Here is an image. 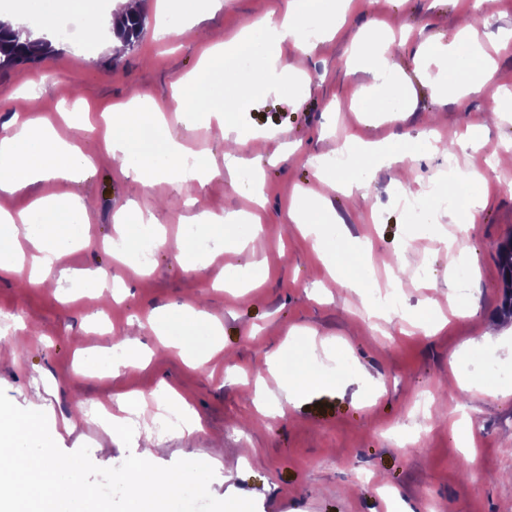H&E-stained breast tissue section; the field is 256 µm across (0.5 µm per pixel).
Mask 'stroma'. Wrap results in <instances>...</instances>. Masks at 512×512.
Returning a JSON list of instances; mask_svg holds the SVG:
<instances>
[{"label":"stroma","mask_w":512,"mask_h":512,"mask_svg":"<svg viewBox=\"0 0 512 512\" xmlns=\"http://www.w3.org/2000/svg\"><path fill=\"white\" fill-rule=\"evenodd\" d=\"M361 2L305 58L309 83L270 93L238 76L233 85L216 86L219 95L248 93L251 106L238 115L237 125L275 131L276 149H242L239 164L227 168L224 132L210 124L209 140L197 143L201 127L190 113L167 130L153 131L151 144L137 143V151H160L172 137L205 151L213 176L194 198L165 181L143 190L99 159L102 116L135 94L168 96L206 46L233 38L245 23L277 16L281 0H223L219 9L212 0H175L167 10L160 0H144V39L115 67L106 37L88 44L83 31L64 37L54 23L48 31L57 39L55 52L0 77V124L25 111V93H34L41 114L53 118L57 133L68 140L72 130L63 114L72 103H85L95 122L80 145L96 158L93 169L73 180L51 187L37 182L0 195V206L12 211L50 189L93 204L82 243L63 262L69 279L53 274L42 287L23 288L14 275L0 273V313L35 329L7 341L20 356H0V388L21 408L40 404L48 422L58 423L98 404L116 407L127 394L151 396L167 384L190 396L204 430L183 439L163 435L152 463L209 462L215 471L212 495L253 499L256 512H391L387 489L413 512H512V316L502 310L506 288L498 257L500 243L512 235V163L489 172L472 225L465 222L469 187L453 185L459 203L438 213L436 224H417L393 197L394 171L368 157L358 160L369 181L365 192L325 194L326 208L336 217L323 228L327 237H337L343 224L374 254H399L404 278L394 315L371 316L367 286L349 288L333 277L311 239L289 220L300 204L295 189L322 192L312 160L335 153L350 135L402 151L401 134L435 131L449 149L416 162L408 189L417 193L441 176L449 152H456L460 169H473L512 142V111L492 112L487 97L462 104L436 98L423 77V61L415 57L422 41L448 43L467 25L463 0ZM491 11L482 38L495 59L488 93L512 89V0H493ZM173 21L185 35L159 36L158 24ZM365 36L400 41L393 55L397 81L377 96L360 94L371 75L351 53L354 40ZM471 127L483 130V142L460 149ZM280 149L288 151V161L278 159ZM253 175L263 184L259 205L245 193ZM129 206L154 211L168 240L166 248L152 250L144 276L118 268L113 259L115 215ZM203 212L219 224H225V214L247 212L262 230L226 225L224 241L208 240L201 251L186 230ZM456 235L480 256L463 285L448 264V240ZM220 254L233 257V264L218 266ZM184 255L196 259L194 272L183 270ZM256 263L266 268L265 282L242 287ZM101 269L121 275L113 295L88 286L87 276ZM193 303L208 311V319L189 329L166 323L169 336L184 343L162 351L149 312ZM130 337L138 338L147 362L109 372L113 349ZM272 351L281 359L274 372L265 367ZM207 352L212 358L206 369L186 361ZM297 361L324 372L326 384L285 406L283 415L264 417L253 405L254 385L276 390L278 378ZM490 366L499 370L491 380L485 375ZM460 414L471 423L467 446L452 432ZM56 443L66 452L88 446L100 467L128 454L96 421L61 433Z\"/></svg>","instance_id":"obj_1"}]
</instances>
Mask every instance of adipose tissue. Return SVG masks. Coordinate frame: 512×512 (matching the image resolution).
<instances>
[{
  "label": "adipose tissue",
  "instance_id": "1",
  "mask_svg": "<svg viewBox=\"0 0 512 512\" xmlns=\"http://www.w3.org/2000/svg\"><path fill=\"white\" fill-rule=\"evenodd\" d=\"M307 7V0H285L282 16L266 20L264 33L269 52L254 60L253 84L272 90L284 83L287 74L280 67L283 47H290L300 55L307 54L308 43L300 34L301 18ZM251 42V35L244 32L234 40L209 48L197 70L171 98L146 100L134 95L113 107L105 138L106 152L120 163L125 176L145 188L153 187L163 178L188 189L203 187L212 172L201 155L191 154L181 143L168 141L164 159L160 162L153 155L134 153L132 145L144 127L164 126L170 112L179 113L190 108L222 125L230 122L235 113L247 110L250 106L248 97L231 96L218 103L214 100V89L216 80L224 74L225 59L249 48ZM424 53L431 63L424 78L435 94L448 93L462 101L483 93L485 84L481 81L446 84V77L458 74L462 66V54L455 44L428 46ZM92 165L91 158L77 142L61 139L45 118L35 117L0 128L2 194H15L35 182L68 181L76 172L90 169ZM321 202L318 196L305 199L291 220L303 225L323 261L336 270L344 284L357 287L362 272L374 263L373 252L365 247L353 250L345 244L334 245L326 241L311 217ZM87 211L86 203L80 199L54 194L35 199L28 209L17 213L0 208V270L16 275L29 287L44 285L53 267L61 264L72 245V224ZM34 214L39 217V225L30 242L37 255L28 261L18 249L17 239L20 225L28 224ZM153 398L155 404L151 407L134 396L124 397L118 406L123 412L145 419H155L161 412L175 410L179 412L182 424L174 428V435L182 437L202 431L201 418L189 398L165 384L154 391Z\"/></svg>",
  "mask_w": 512,
  "mask_h": 512
}]
</instances>
